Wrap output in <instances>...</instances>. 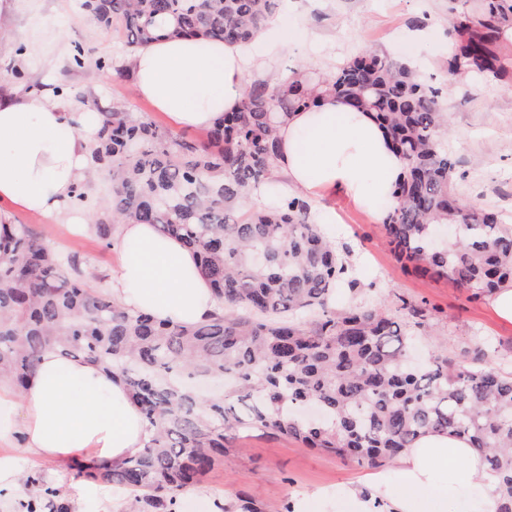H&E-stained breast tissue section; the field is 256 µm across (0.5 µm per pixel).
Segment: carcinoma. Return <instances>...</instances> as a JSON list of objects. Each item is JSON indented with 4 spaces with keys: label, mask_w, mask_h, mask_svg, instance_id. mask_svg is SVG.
<instances>
[{
    "label": "carcinoma",
    "mask_w": 512,
    "mask_h": 512,
    "mask_svg": "<svg viewBox=\"0 0 512 512\" xmlns=\"http://www.w3.org/2000/svg\"><path fill=\"white\" fill-rule=\"evenodd\" d=\"M279 0H85L98 25L126 30L130 47L160 32L248 42ZM512 0H473L448 15V68L503 82L501 38ZM330 90L376 114L407 158L383 224L398 258L452 279L476 298L512 288V224L457 192L444 142L440 89L366 51L330 75L310 72L288 87L249 89L202 139L175 137L121 109L102 110L93 176L106 174L112 198L92 213L109 247L118 224L154 225L193 250L218 303L193 326L124 310L103 290L91 258L59 253L29 224L0 228L12 241L0 259V379L22 387L40 355L55 348L120 375L144 416L143 451L118 464L77 466L76 476L128 492L137 512H170L177 497L224 462L240 432L264 428L309 448L375 467L423 436L465 439L495 478L499 512H512V373L487 365L488 348L469 359L435 355L409 362L427 311L402 301L336 309L347 261L313 223L300 195L271 209H245L249 191L279 153L278 125L316 106ZM439 225L454 227L440 248ZM224 379V393L199 385Z\"/></svg>",
    "instance_id": "1"
}]
</instances>
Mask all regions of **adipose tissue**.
<instances>
[{"instance_id": "adipose-tissue-1", "label": "adipose tissue", "mask_w": 512, "mask_h": 512, "mask_svg": "<svg viewBox=\"0 0 512 512\" xmlns=\"http://www.w3.org/2000/svg\"><path fill=\"white\" fill-rule=\"evenodd\" d=\"M295 43L272 17L249 43L161 36L129 53L123 66L137 96L169 114L174 130L206 129L242 106L247 75L287 90L292 75L270 62ZM98 112L92 101L69 97L51 77L38 89L19 86L0 94V224L32 212L68 225L75 235L88 230L74 196L93 163ZM279 139V155L266 184L252 191L251 206L266 208L274 185L315 202L320 224H336V211L325 200L339 193L375 223L386 221L407 160L374 113L353 110L344 98L326 93L317 108L291 113ZM114 241L121 257L106 275V291L120 306L184 326L211 317V288L179 240L153 225L129 222L117 226ZM147 439L144 417L124 382L84 359L48 349L21 394L0 381V491L15 488L18 455L63 465L86 455L119 463L140 453ZM477 485L484 491L469 512H498L480 455L466 440L431 434L404 453L398 482L375 473L345 491L338 512H379L384 502L392 512H448L449 492Z\"/></svg>"}]
</instances>
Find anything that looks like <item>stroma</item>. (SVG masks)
<instances>
[{
    "instance_id": "35a3bbf8",
    "label": "stroma",
    "mask_w": 512,
    "mask_h": 512,
    "mask_svg": "<svg viewBox=\"0 0 512 512\" xmlns=\"http://www.w3.org/2000/svg\"><path fill=\"white\" fill-rule=\"evenodd\" d=\"M464 0H327L324 7L304 17L288 16L292 28L307 26L325 37L323 50L344 62L370 49L381 57L410 64L423 81L442 88L448 112V150L455 161V182L470 203L500 212L512 224V85L503 86L473 76L453 78L448 68L447 29L449 2ZM80 0H23L19 9L0 18V89L13 81L14 36L30 35L39 64L25 65L30 81L53 74L78 99L103 98L124 111L142 115L162 128L171 121L152 105L137 99L130 77L114 76L97 67L69 68L58 55L56 36L39 26L40 19H68L69 42L92 49L94 57L119 60L127 51L122 29L100 35L89 22H79ZM439 30V37L415 44L410 35L418 29ZM341 222L336 238L348 242L358 257L355 266L360 288L373 289V298L386 308L407 300L426 308L430 327L416 341L417 353L427 360L437 352L457 357L475 344L491 346L488 365L512 370V323L501 320L489 299L473 298L454 282L421 276L398 261L386 244L381 225L354 208L345 197L328 198ZM16 223L32 224L46 242L65 251L93 256L100 271L119 260L116 248L102 247L94 233L71 235L66 225H47L33 213H21ZM370 469L332 454L301 446L295 439L254 430L233 440L223 465L183 491L173 512H203L206 499L224 501L234 512L239 495L253 497L263 512H306L307 495L322 487L345 488L365 480Z\"/></svg>"
}]
</instances>
